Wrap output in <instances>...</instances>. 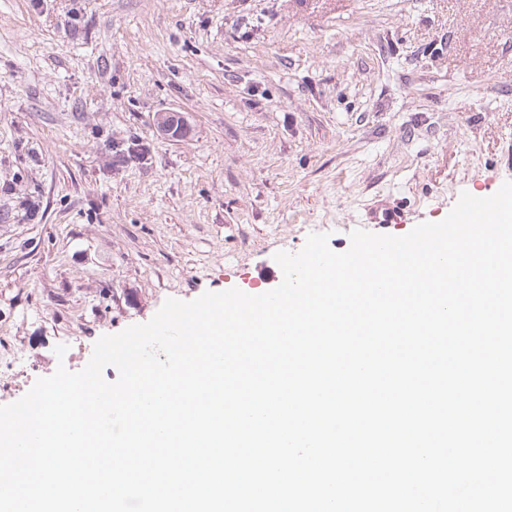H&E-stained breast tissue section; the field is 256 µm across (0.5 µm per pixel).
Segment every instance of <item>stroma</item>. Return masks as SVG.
Masks as SVG:
<instances>
[{"instance_id": "obj_1", "label": "stroma", "mask_w": 512, "mask_h": 512, "mask_svg": "<svg viewBox=\"0 0 512 512\" xmlns=\"http://www.w3.org/2000/svg\"><path fill=\"white\" fill-rule=\"evenodd\" d=\"M509 180L512 0H0V405L309 234Z\"/></svg>"}]
</instances>
